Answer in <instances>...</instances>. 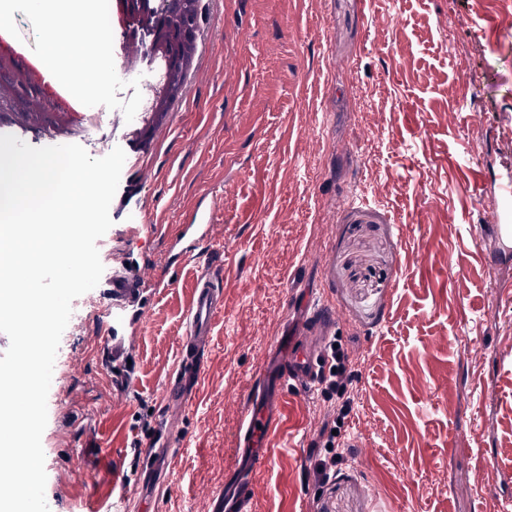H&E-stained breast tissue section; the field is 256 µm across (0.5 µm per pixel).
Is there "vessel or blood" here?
<instances>
[{"label": "vessel or blood", "instance_id": "vessel-or-blood-1", "mask_svg": "<svg viewBox=\"0 0 512 512\" xmlns=\"http://www.w3.org/2000/svg\"><path fill=\"white\" fill-rule=\"evenodd\" d=\"M500 207L488 209L483 221L501 242L503 249L512 248V177L499 178L497 185ZM216 210L211 203L200 201L189 223L179 225L174 246L177 259H203L206 245L214 239ZM163 286L162 278H149L143 272L133 274L116 272L112 275V306L104 316L106 331L113 339L108 347V362L121 368L128 357L126 337L119 328L127 322L130 306L139 302L147 282ZM224 306L223 284L218 273L202 272L194 285L187 319L188 330L183 342V359L175 376L166 388L169 406L186 402L198 383L201 359L209 345L217 315ZM305 324L291 326L289 332L277 336L271 356L259 372L248 393L245 413L239 428L238 448L234 465L224 476V486L215 502L213 512H251L253 474L271 460L273 439L280 428L282 397L285 390L295 389L299 395H309L316 386L320 371L321 339L311 335L308 324H330L335 320V309L329 302L311 304L305 311ZM174 423L164 419L147 453L139 489L140 496L158 494L169 473L172 457L169 450Z\"/></svg>", "mask_w": 512, "mask_h": 512}]
</instances>
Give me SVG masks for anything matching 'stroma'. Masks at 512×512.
Here are the masks:
<instances>
[{
    "label": "stroma",
    "mask_w": 512,
    "mask_h": 512,
    "mask_svg": "<svg viewBox=\"0 0 512 512\" xmlns=\"http://www.w3.org/2000/svg\"><path fill=\"white\" fill-rule=\"evenodd\" d=\"M8 30L41 54L47 20L9 0ZM193 70L153 137L113 128L126 160L97 242L104 272L68 335V366L42 435L49 512L91 500L127 512H211L240 419L290 289L326 296L329 338L353 354L358 433L317 483L321 388L285 395L251 512H502L512 506V254L477 222L512 167V0H199ZM111 82L81 109L145 112L155 63L127 73L112 27ZM119 83V97L108 91ZM214 196L224 308L171 473L135 497L148 438L182 353L198 268L170 267L187 211ZM152 266L133 321L132 380L113 385L102 326L114 267Z\"/></svg>",
    "instance_id": "obj_1"
}]
</instances>
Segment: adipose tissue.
<instances>
[{
  "label": "adipose tissue",
  "mask_w": 512,
  "mask_h": 512,
  "mask_svg": "<svg viewBox=\"0 0 512 512\" xmlns=\"http://www.w3.org/2000/svg\"><path fill=\"white\" fill-rule=\"evenodd\" d=\"M34 11L51 17L64 28L68 39H59L55 34H48L45 50L41 57L42 64L51 70L72 77L77 85L88 86L95 83L100 76L111 69L105 43H98L93 51L74 52L70 40L71 34L84 29L97 17V0H31Z\"/></svg>",
  "instance_id": "obj_1"
}]
</instances>
